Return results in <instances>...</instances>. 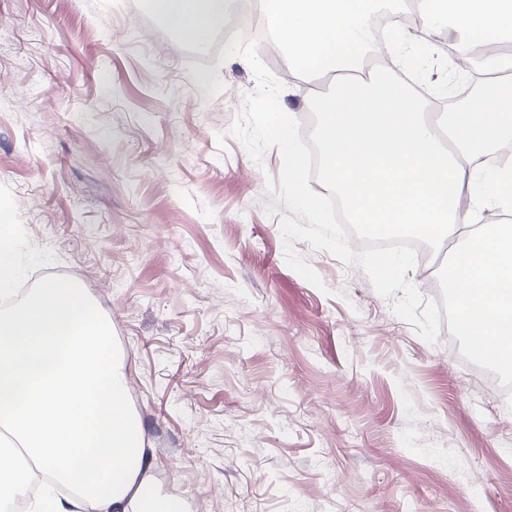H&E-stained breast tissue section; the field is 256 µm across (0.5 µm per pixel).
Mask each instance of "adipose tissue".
I'll return each mask as SVG.
<instances>
[{"label":"adipose tissue","mask_w":512,"mask_h":512,"mask_svg":"<svg viewBox=\"0 0 512 512\" xmlns=\"http://www.w3.org/2000/svg\"><path fill=\"white\" fill-rule=\"evenodd\" d=\"M235 0H147L149 10L181 38L208 42ZM378 0H268L266 29L303 69L348 71L370 47L372 83L339 82L321 114L323 181L353 223L382 235L462 236L451 280L454 310L512 365V161L494 172L483 158L512 143V86L493 87L461 111L429 123L418 96L394 77L417 44L445 26L462 36L459 61L495 63V46L512 35V0H413L421 21L401 40L370 43ZM481 231L464 236L463 229ZM0 428L14 439L0 448V502L14 499L51 471L78 499L37 501L36 512H185L183 499L156 492L154 452L127 404L122 357L110 328L81 289L49 281L0 315Z\"/></svg>","instance_id":"ef3b65f1"}]
</instances>
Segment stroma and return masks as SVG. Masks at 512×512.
I'll return each mask as SVG.
<instances>
[{
  "label": "stroma",
  "instance_id": "obj_1",
  "mask_svg": "<svg viewBox=\"0 0 512 512\" xmlns=\"http://www.w3.org/2000/svg\"><path fill=\"white\" fill-rule=\"evenodd\" d=\"M443 30L416 77L449 80ZM145 0H0V220L11 294L76 284L105 316L156 489L187 512H512V394L487 389L464 337L420 339L359 266L295 248L268 212L278 148L231 136L256 83ZM302 120L330 72L265 57ZM459 241L406 278L423 302Z\"/></svg>",
  "mask_w": 512,
  "mask_h": 512
}]
</instances>
